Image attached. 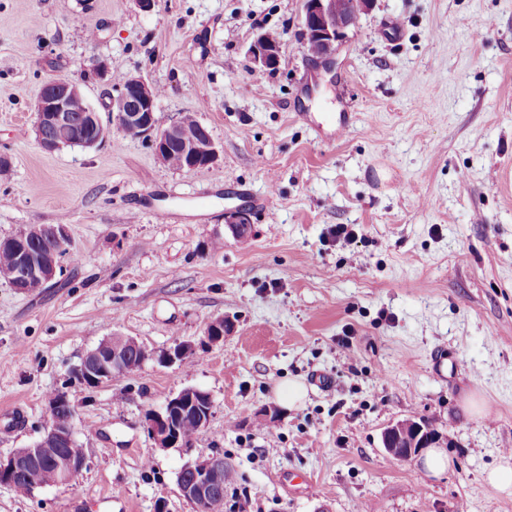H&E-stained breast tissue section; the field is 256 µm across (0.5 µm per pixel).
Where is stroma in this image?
<instances>
[{
	"instance_id": "35a3bbf8",
	"label": "stroma",
	"mask_w": 512,
	"mask_h": 512,
	"mask_svg": "<svg viewBox=\"0 0 512 512\" xmlns=\"http://www.w3.org/2000/svg\"><path fill=\"white\" fill-rule=\"evenodd\" d=\"M302 10L0 0V237L54 224L70 240L49 288L0 280V455L39 441L62 391L87 456L74 481L0 485V512H194L178 473L218 451L250 512H512L486 481L512 443V0H375L329 70ZM266 32L271 71L249 57ZM105 64L159 89L162 125L195 114L219 160L164 165L113 124ZM60 77L106 126L97 145L37 142L36 98ZM331 112L352 115L336 139L319 133ZM241 190L266 200L244 240L224 221ZM222 315L234 331L206 343ZM114 333L196 351L69 381ZM293 378L296 407L276 395ZM187 387L210 394L208 426L192 447H154L147 411ZM405 419L432 422L445 471L385 450ZM267 37L265 34L257 36L249 49V55L257 68L274 70L279 66L281 57L279 37L272 33H267Z\"/></svg>"
}]
</instances>
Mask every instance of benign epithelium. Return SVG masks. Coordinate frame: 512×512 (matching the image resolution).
Returning <instances> with one entry per match:
<instances>
[{"mask_svg": "<svg viewBox=\"0 0 512 512\" xmlns=\"http://www.w3.org/2000/svg\"><path fill=\"white\" fill-rule=\"evenodd\" d=\"M374 0H303L302 33L321 44L317 59L331 65L338 47L344 41L348 29L355 26L359 17L371 10ZM253 64L262 70H274L279 66L281 47L266 35L256 37L249 49ZM84 98L78 84L64 78L47 83L40 91L34 105L36 139L41 147L53 151L69 138L75 128L73 102ZM112 123L125 133L148 140L157 159L168 163L170 146L180 143L181 153L189 169H201L215 164L219 151L207 128H202L197 137L186 140L181 137L177 124L164 127L157 117L158 104L153 85L140 75L129 74L124 84L118 86L112 96ZM91 135L77 143L92 147L103 139L105 128L98 113L86 106L82 115ZM232 234L244 233L249 223L248 214L242 209L230 210L224 217ZM50 238L57 247L38 252L33 245L43 238ZM67 237L63 228L52 224H31L16 234L0 239V247L12 248L15 255L17 276L11 287L20 294H33L51 283L59 267L60 253ZM234 324L224 317L209 322L206 342L217 344L232 332ZM133 337L114 335L104 339L88 352L72 375L86 385H99L112 380V371L124 365L125 347L132 344ZM194 353V346L179 343L160 354L166 364L183 362ZM195 389L185 388L168 399L159 411H151L145 417L147 432L156 448H172L181 445L180 420L191 413L202 425H208L212 407L195 401ZM62 411L75 415V408L67 395L57 392L49 402V417L41 439L31 448H18L6 457L0 456V484L10 485L24 471L30 460L57 451L66 452L69 476H79L86 467L87 457L75 438L73 422L56 423V415ZM437 438L422 434L419 423L406 419L384 430L382 444L394 457L409 461L424 449L436 443ZM181 471L189 475L177 481L180 496L189 503L198 501H221L224 499V454L215 452L186 462Z\"/></svg>", "mask_w": 512, "mask_h": 512, "instance_id": "7a95c632", "label": "benign epithelium"}]
</instances>
